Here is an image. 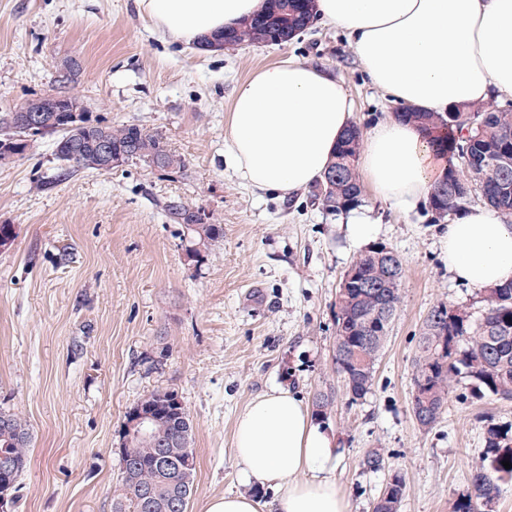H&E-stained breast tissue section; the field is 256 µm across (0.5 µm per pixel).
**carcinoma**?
Masks as SVG:
<instances>
[{
  "label": "carcinoma",
  "instance_id": "cac0c4a2",
  "mask_svg": "<svg viewBox=\"0 0 512 512\" xmlns=\"http://www.w3.org/2000/svg\"><path fill=\"white\" fill-rule=\"evenodd\" d=\"M315 0H265L264 9L241 20L224 33L219 47L234 50L251 45H281L306 30L313 21ZM402 116L418 124L436 151L448 158V169L437 184H453L455 177L474 172L485 180L474 184L468 196L454 199L431 192L432 210L456 211L476 197L504 214H512V166L502 169V157L512 158V109L493 112L484 106H456L446 112L406 110ZM97 126L122 162L139 161L160 170L179 171L185 167L181 155L172 151L166 139L135 123L112 124L96 117ZM56 113H46L45 130L28 133L17 123L14 113L0 117V144H16L18 154L34 152L45 137H53L55 159L67 173L98 170L86 128H58ZM362 132L349 128L336 147L329 171L336 172L334 188L317 182L311 196L328 212L349 211L361 203L362 188L355 162ZM85 142L82 158L71 157V145ZM164 210L168 219L184 227L186 251L198 257L224 236V225L214 214L202 224L191 223L196 208L170 201ZM380 284L376 294L363 292L358 277ZM403 263L392 249L375 247L359 255L340 278L336 293V368L343 376L350 400L362 398L370 390L376 365L389 337L390 327L400 303ZM484 310L478 317L441 303L434 306L423 322L414 359L415 386L411 409L429 404L435 415L425 425L432 428L440 419L453 385L469 381L476 393L512 400V283L485 289ZM447 351L440 353L441 344ZM132 410L152 416L150 436L128 439L122 428V445L128 448L119 457L121 493L113 500L112 512H187L196 473V454L192 448L194 425L177 393L152 391ZM0 459L13 464L8 494L17 492L19 479L29 460L31 435L17 414L0 409ZM488 459L495 466L472 476V490L462 495L454 512H485L498 501L500 483L512 480V442L495 425L487 430ZM165 456L164 465L157 464ZM407 488L402 474L393 475L384 496L373 502L372 512H398Z\"/></svg>",
  "mask_w": 512,
  "mask_h": 512
}]
</instances>
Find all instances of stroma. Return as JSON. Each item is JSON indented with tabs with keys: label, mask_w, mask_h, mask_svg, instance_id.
<instances>
[{
	"label": "stroma",
	"mask_w": 512,
	"mask_h": 512,
	"mask_svg": "<svg viewBox=\"0 0 512 512\" xmlns=\"http://www.w3.org/2000/svg\"><path fill=\"white\" fill-rule=\"evenodd\" d=\"M292 56L344 82L356 124L369 130L397 110L363 73L343 31L313 25L288 43L205 53L160 37L134 0H0V113L30 93L55 94L56 65H80L70 92L93 116L161 133L186 166L134 161L109 172L62 174L50 143L0 163V408L26 420L32 441L15 512H112L120 487L127 411L155 390L178 393L194 425L196 476L188 512L241 491L233 457L237 413L257 393H328L323 421L336 436V484L350 512H372L395 472L400 512H453L486 456V432L512 434V400L477 397L457 383L438 423L411 411L413 359L438 304L479 315L483 292L448 271V223L428 202L407 213L363 190L358 218L375 245L403 262L401 302L371 390L351 401L336 370V291L359 254L345 213L308 191L281 199L246 186L224 158V126L239 82ZM45 191H35L36 183ZM214 213L224 237L198 262L164 206ZM380 471L363 468L370 450Z\"/></svg>",
	"instance_id": "35a3bbf8"
}]
</instances>
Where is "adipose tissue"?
Here are the masks:
<instances>
[{"mask_svg": "<svg viewBox=\"0 0 512 512\" xmlns=\"http://www.w3.org/2000/svg\"><path fill=\"white\" fill-rule=\"evenodd\" d=\"M264 0H135L163 37L186 46L221 37ZM342 30L372 85L401 108L445 112L512 96V0H316ZM354 105L328 71L287 57L236 89L224 154L252 189L288 197L318 181ZM358 164L371 192L404 211L429 197L445 164L419 126L392 117L364 135ZM448 270L469 287L512 283V224L494 208L461 207L448 226ZM234 459L243 491L205 512H350L334 472L335 440L292 388L255 395L237 415ZM272 489L261 501L254 487Z\"/></svg>", "mask_w": 512, "mask_h": 512, "instance_id": "1", "label": "adipose tissue"}]
</instances>
